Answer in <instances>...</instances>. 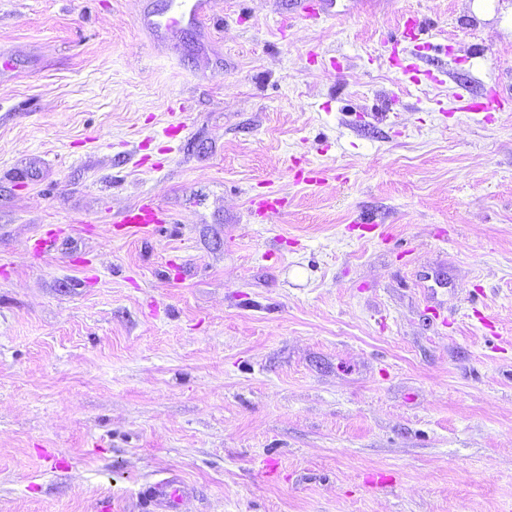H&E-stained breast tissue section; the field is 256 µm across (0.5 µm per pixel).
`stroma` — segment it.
<instances>
[{
	"instance_id": "stroma-1",
	"label": "stroma",
	"mask_w": 512,
	"mask_h": 512,
	"mask_svg": "<svg viewBox=\"0 0 512 512\" xmlns=\"http://www.w3.org/2000/svg\"><path fill=\"white\" fill-rule=\"evenodd\" d=\"M298 2L0 0V512H512V0ZM155 221L156 214L153 206L145 203L138 209L129 212L122 224L128 232H137L149 224H154ZM154 225L156 226V224ZM188 495L186 486L175 479L164 478L149 486L147 500L152 512H178L185 496Z\"/></svg>"
}]
</instances>
